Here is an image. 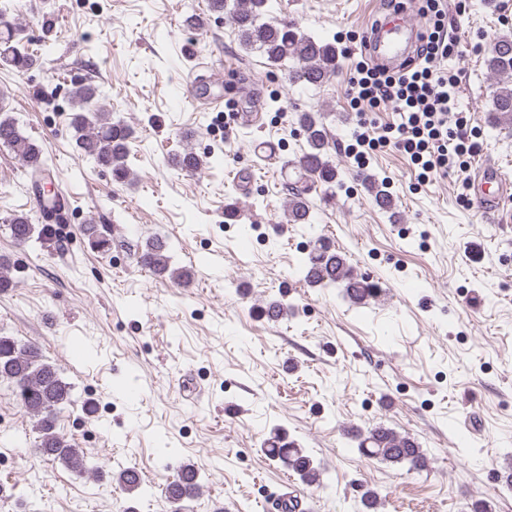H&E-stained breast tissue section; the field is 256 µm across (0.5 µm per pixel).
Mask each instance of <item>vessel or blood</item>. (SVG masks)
Listing matches in <instances>:
<instances>
[{"label": "vessel or blood", "mask_w": 512, "mask_h": 512, "mask_svg": "<svg viewBox=\"0 0 512 512\" xmlns=\"http://www.w3.org/2000/svg\"><path fill=\"white\" fill-rule=\"evenodd\" d=\"M421 31V26L412 22L409 11L402 8L365 32V48L378 64L398 66L409 59ZM472 189L474 202L483 213L512 197V183L503 179L499 168L491 163L476 172Z\"/></svg>", "instance_id": "b4317fda"}]
</instances>
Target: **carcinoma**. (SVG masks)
I'll use <instances>...</instances> for the list:
<instances>
[{
	"mask_svg": "<svg viewBox=\"0 0 512 512\" xmlns=\"http://www.w3.org/2000/svg\"><path fill=\"white\" fill-rule=\"evenodd\" d=\"M270 0H209L210 9L226 13L238 29L239 38L247 50L261 52L270 65L288 73V80L303 86H319L336 75L338 53L336 43L307 36L293 23L271 24L262 21ZM18 19L7 16L0 7V63L18 72H26L41 64L40 56L25 50L18 33ZM487 73L496 80L489 111V123L495 128L512 127V35L497 37L485 57ZM71 125L76 133V145L81 155L110 170L112 179L124 183L130 179L128 158L134 131L123 121L113 119L100 103L99 88L76 83ZM296 123L303 131L306 149L288 166L295 170L296 179L288 185L287 221L290 224H310L308 195L315 191L325 202L336 197L339 182L336 165L328 159L330 130L322 112H298ZM0 145L8 148L31 169L33 184L40 188L53 174L51 159L42 153L34 139L26 135L17 120L0 115ZM176 165L185 172L202 167V159L188 150L178 156ZM14 242L22 245L35 235L45 236L48 228H39L23 214L4 219ZM167 244L158 239L146 242L137 253V263L155 275H169L179 285H188L192 273L188 269H170ZM301 279L311 286L335 287L344 299L363 304L378 293V288L363 277H357L345 255L324 238L316 239L307 262L301 269ZM0 379L19 390L25 411L37 418L39 448L43 454L64 461L73 469H89L83 454L57 432L60 412L71 404V386L60 375L57 366L47 362L34 345L19 343L11 336H0ZM358 449L368 458L383 462L409 465L412 470L427 466V456L418 442L382 426L358 433ZM265 453L280 460L298 473L307 483H317L321 473L305 450L294 442L275 434L264 442ZM200 489L196 469L188 465L178 479L164 488L173 503L194 497Z\"/></svg>",
	"mask_w": 512,
	"mask_h": 512,
	"instance_id": "carcinoma-1",
	"label": "carcinoma"
}]
</instances>
